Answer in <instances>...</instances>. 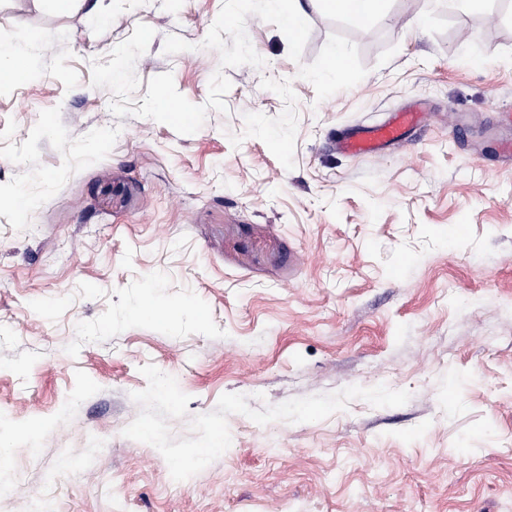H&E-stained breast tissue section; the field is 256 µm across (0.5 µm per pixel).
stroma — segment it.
I'll return each instance as SVG.
<instances>
[{
	"instance_id": "35a3bbf8",
	"label": "stroma",
	"mask_w": 512,
	"mask_h": 512,
	"mask_svg": "<svg viewBox=\"0 0 512 512\" xmlns=\"http://www.w3.org/2000/svg\"><path fill=\"white\" fill-rule=\"evenodd\" d=\"M498 9H313L298 37L264 0H0V50L43 41L32 77L0 86V186L35 200L27 226L0 203V512H512ZM163 91L193 123L155 112ZM414 99L415 140L337 150V130ZM151 276L169 318L132 314ZM147 364L190 397L177 438L226 393L259 410L351 385L411 398L307 423L229 415L230 447L177 482L122 434Z\"/></svg>"
}]
</instances>
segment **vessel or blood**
<instances>
[{"mask_svg":"<svg viewBox=\"0 0 512 512\" xmlns=\"http://www.w3.org/2000/svg\"><path fill=\"white\" fill-rule=\"evenodd\" d=\"M425 121V112L417 106L392 112L380 122L358 125L340 135L336 148L351 156L377 155L407 142ZM496 126L500 134L493 140L494 152L498 158L512 161V111L497 113Z\"/></svg>","mask_w":512,"mask_h":512,"instance_id":"b4317fda","label":"vessel or blood"}]
</instances>
